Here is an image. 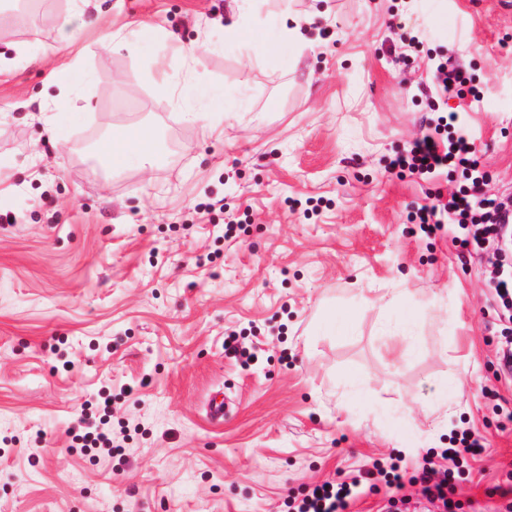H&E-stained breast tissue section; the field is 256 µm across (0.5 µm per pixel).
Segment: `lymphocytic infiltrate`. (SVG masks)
<instances>
[{
	"mask_svg": "<svg viewBox=\"0 0 512 512\" xmlns=\"http://www.w3.org/2000/svg\"><path fill=\"white\" fill-rule=\"evenodd\" d=\"M459 124L458 113L439 116L433 131L409 143L407 149L395 157L391 167L424 181L440 176L448 167L461 168L466 185L451 192L447 201H430L419 206L411 220L429 234L448 226L458 228L463 245L482 255L502 237L501 225L505 217L512 214V207L498 198L481 194L478 151L474 141L460 131ZM365 480L384 481L391 489L403 485L397 464L385 467L377 463L363 476L354 477L351 483L326 482L314 486L301 499L297 512H347L354 487Z\"/></svg>",
	"mask_w": 512,
	"mask_h": 512,
	"instance_id": "f902f5d3",
	"label": "lymphocytic infiltrate"
}]
</instances>
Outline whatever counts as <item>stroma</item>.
Here are the masks:
<instances>
[{
	"label": "stroma",
	"mask_w": 512,
	"mask_h": 512,
	"mask_svg": "<svg viewBox=\"0 0 512 512\" xmlns=\"http://www.w3.org/2000/svg\"><path fill=\"white\" fill-rule=\"evenodd\" d=\"M290 5L311 19L293 62L225 46L228 0H104L91 33L69 0L0 11V512H291L393 457L403 489L361 486L349 512L512 504L491 264L408 221L461 175L389 169L424 131L445 53L484 88L447 106L483 190L512 188V0ZM143 25L202 43L223 137L189 118L196 100L156 92L150 58L183 79L172 43L96 42ZM68 30L88 72L72 93ZM45 90L51 124L33 102ZM141 126L150 166H113L110 139ZM330 312L346 326L327 328ZM231 334L250 366L225 352ZM106 397L110 455L81 440ZM462 429L485 450L427 502L414 477L443 473L434 451Z\"/></svg>",
	"instance_id": "stroma-1"
}]
</instances>
